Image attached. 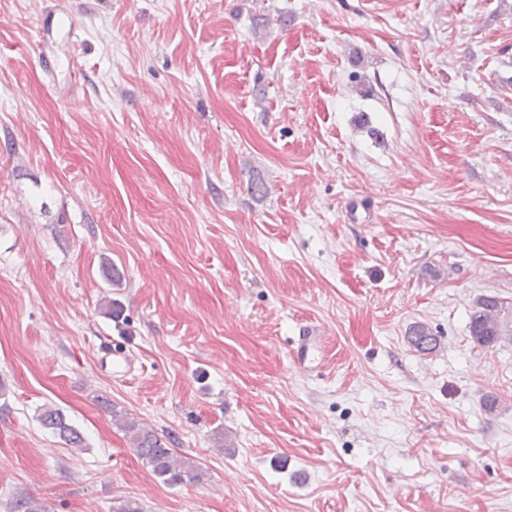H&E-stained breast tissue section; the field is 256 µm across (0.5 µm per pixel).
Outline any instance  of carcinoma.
Returning a JSON list of instances; mask_svg holds the SVG:
<instances>
[{"instance_id": "obj_1", "label": "carcinoma", "mask_w": 512, "mask_h": 512, "mask_svg": "<svg viewBox=\"0 0 512 512\" xmlns=\"http://www.w3.org/2000/svg\"><path fill=\"white\" fill-rule=\"evenodd\" d=\"M503 304L495 296H485L477 303V310L471 315L469 333L472 342L481 347L494 346L502 338L512 334V322L501 316ZM410 344L422 354L433 352L439 342L436 336L424 325L413 326L409 331ZM118 427L129 435L136 455L150 467L151 472L170 486H184L199 479L195 464L179 455L151 428L135 419L113 415ZM44 428L57 435L71 448L84 447V438L68 420L63 410L44 407L39 415Z\"/></svg>"}]
</instances>
